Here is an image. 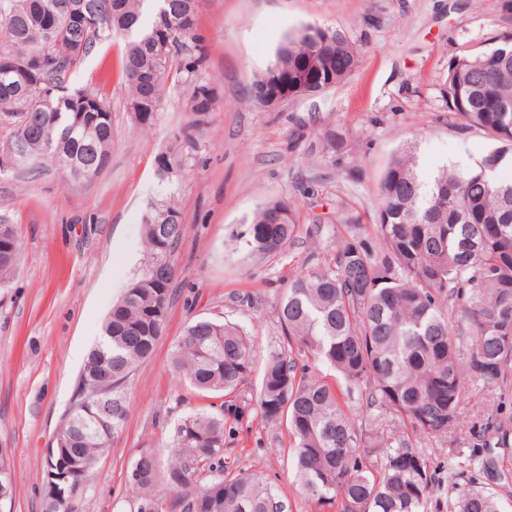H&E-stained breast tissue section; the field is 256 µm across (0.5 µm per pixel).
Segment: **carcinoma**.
Listing matches in <instances>:
<instances>
[{
    "mask_svg": "<svg viewBox=\"0 0 512 512\" xmlns=\"http://www.w3.org/2000/svg\"><path fill=\"white\" fill-rule=\"evenodd\" d=\"M199 0H0V176L49 162L75 182L106 169L113 147L112 112L94 87L72 89V71L115 33L130 40L115 74L128 105L146 102L156 115L177 48L197 43ZM96 18L86 31L74 14ZM318 45L303 26L284 37L270 64L254 76L252 102L283 67L306 59L327 64L335 88L359 66L357 45L338 29ZM41 58L33 67L28 59ZM31 67L35 78L18 79ZM157 66L158 83L139 80ZM448 120L494 141L473 166L443 167L426 178L414 146L393 156L375 193V224H300L287 201L269 200L235 234L239 247L262 260L324 236L335 246L288 276L276 309L283 344L271 347L252 385L254 344L238 323L200 318L174 346V374L207 397L170 429L166 459L142 450L127 480L138 512H286L289 505L258 471L224 461L229 421L251 411L284 425L299 494L330 512H427L436 469L390 423L422 438H448L463 423L468 387L480 384L501 407L512 399V32L484 48L458 51L440 89ZM213 90L194 87L191 124L159 152L156 176L167 189L195 159L199 130ZM165 197L143 217L146 259L107 316L89 352L57 434L72 452L46 455L42 512H66L100 455L122 429L124 385L163 336L173 256L183 223ZM22 246L13 235L0 255V284L18 268ZM335 372L329 382L316 373ZM453 512H499L493 493L470 489Z\"/></svg>",
    "mask_w": 512,
    "mask_h": 512,
    "instance_id": "carcinoma-1",
    "label": "carcinoma"
}]
</instances>
